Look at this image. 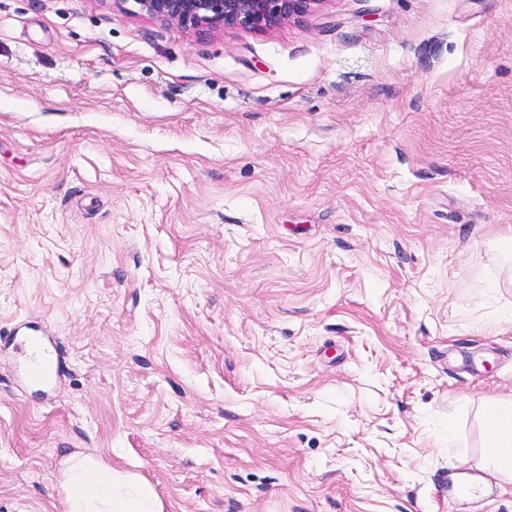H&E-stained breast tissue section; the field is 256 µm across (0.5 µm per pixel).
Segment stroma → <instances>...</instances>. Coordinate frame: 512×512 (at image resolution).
Returning <instances> with one entry per match:
<instances>
[{
	"instance_id": "stroma-1",
	"label": "stroma",
	"mask_w": 512,
	"mask_h": 512,
	"mask_svg": "<svg viewBox=\"0 0 512 512\" xmlns=\"http://www.w3.org/2000/svg\"><path fill=\"white\" fill-rule=\"evenodd\" d=\"M507 234L512 0H0V512H65L66 448L164 512H512ZM323 0H114L121 10L203 34L230 29L266 32L299 20ZM130 4L134 9L129 8ZM13 343L23 354L30 355L33 359L31 373L35 379H47L52 359L49 350L50 341L44 338L28 336L23 332L15 331ZM483 423L490 440L488 455L495 473L512 482V397L485 404Z\"/></svg>"
}]
</instances>
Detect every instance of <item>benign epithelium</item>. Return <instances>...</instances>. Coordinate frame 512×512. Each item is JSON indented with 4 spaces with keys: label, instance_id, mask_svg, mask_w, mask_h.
Instances as JSON below:
<instances>
[{
    "label": "benign epithelium",
    "instance_id": "benign-epithelium-1",
    "mask_svg": "<svg viewBox=\"0 0 512 512\" xmlns=\"http://www.w3.org/2000/svg\"><path fill=\"white\" fill-rule=\"evenodd\" d=\"M324 0H114L121 10L203 34L230 29L266 32L299 20Z\"/></svg>",
    "mask_w": 512,
    "mask_h": 512
}]
</instances>
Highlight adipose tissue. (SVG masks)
Returning a JSON list of instances; mask_svg holds the SVG:
<instances>
[{
  "instance_id": "obj_1",
  "label": "adipose tissue",
  "mask_w": 512,
  "mask_h": 512,
  "mask_svg": "<svg viewBox=\"0 0 512 512\" xmlns=\"http://www.w3.org/2000/svg\"><path fill=\"white\" fill-rule=\"evenodd\" d=\"M483 423L493 469L501 479L512 482V397L485 404ZM58 482L66 512H162L149 483L83 452H67Z\"/></svg>"
}]
</instances>
